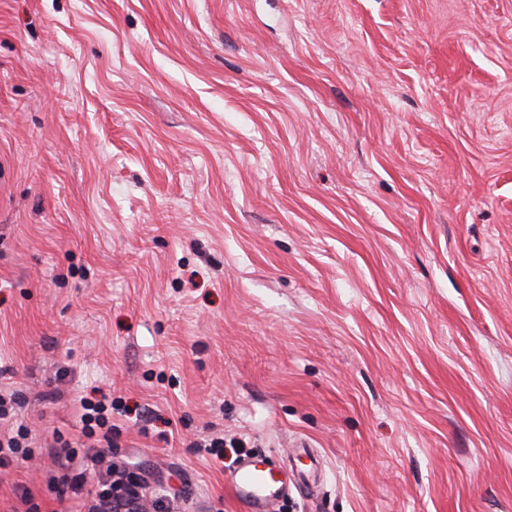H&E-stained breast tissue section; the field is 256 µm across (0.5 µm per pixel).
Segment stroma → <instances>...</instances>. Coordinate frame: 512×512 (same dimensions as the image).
I'll use <instances>...</instances> for the list:
<instances>
[{
  "instance_id": "1",
  "label": "stroma",
  "mask_w": 512,
  "mask_h": 512,
  "mask_svg": "<svg viewBox=\"0 0 512 512\" xmlns=\"http://www.w3.org/2000/svg\"><path fill=\"white\" fill-rule=\"evenodd\" d=\"M178 512H512V0H0V391ZM79 402L80 432L84 438L79 447L87 448L83 455L84 462L90 461L92 465L101 466L106 460L105 448H112V400L104 398L92 402L87 398H81ZM280 462L270 456L261 460L242 459L227 480L234 497L250 512H274L285 495L278 478Z\"/></svg>"
}]
</instances>
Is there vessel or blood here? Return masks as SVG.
<instances>
[{"mask_svg": "<svg viewBox=\"0 0 512 512\" xmlns=\"http://www.w3.org/2000/svg\"><path fill=\"white\" fill-rule=\"evenodd\" d=\"M281 465L276 458L242 459L234 468L228 486L248 512H275L285 489L278 478Z\"/></svg>", "mask_w": 512, "mask_h": 512, "instance_id": "b4317fda", "label": "vessel or blood"}]
</instances>
